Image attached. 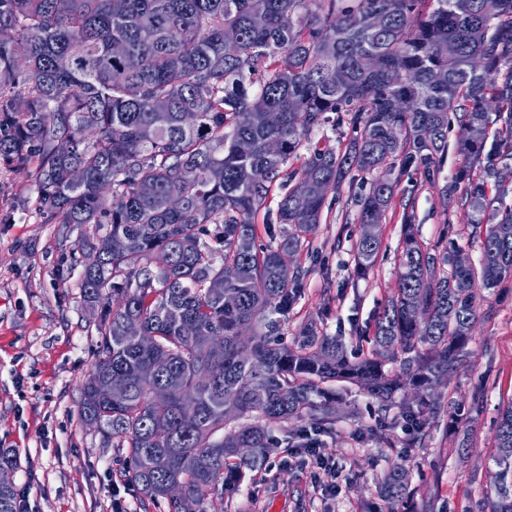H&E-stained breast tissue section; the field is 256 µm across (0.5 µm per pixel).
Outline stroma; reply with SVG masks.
Listing matches in <instances>:
<instances>
[{
	"instance_id": "35a3bbf8",
	"label": "stroma",
	"mask_w": 512,
	"mask_h": 512,
	"mask_svg": "<svg viewBox=\"0 0 512 512\" xmlns=\"http://www.w3.org/2000/svg\"><path fill=\"white\" fill-rule=\"evenodd\" d=\"M397 180L378 227L383 247L365 278L355 274L353 245L360 232L354 196L366 179L355 176L328 192L310 247L290 262L306 275L281 318L287 339L309 322L346 341L371 332L398 283L403 225H415L425 248L452 241L479 261L468 215L417 171ZM83 233L40 211L31 183L0 161V448L18 455V512H112L113 484L123 471L119 454L79 414L98 342L97 314L80 294ZM484 296L468 364L435 389L443 411L411 422L402 395L384 403L336 384L344 406L319 436L336 465V492L302 458L286 459L279 449L261 474L247 470L225 485L224 512H373L383 474L397 465L407 470L411 491L399 512H487L495 423L512 400V277Z\"/></svg>"
}]
</instances>
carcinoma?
Wrapping results in <instances>:
<instances>
[{
    "label": "carcinoma",
    "mask_w": 512,
    "mask_h": 512,
    "mask_svg": "<svg viewBox=\"0 0 512 512\" xmlns=\"http://www.w3.org/2000/svg\"><path fill=\"white\" fill-rule=\"evenodd\" d=\"M227 28L236 41H224ZM116 40L134 64L112 55ZM332 113L353 127L345 147L284 172ZM453 121L463 165L439 192L481 211L490 202L472 166L495 177L512 156V0H0V157L33 177L57 223L95 226L80 241L99 259L80 281L99 311L80 415L130 459L123 476L145 501L224 512L225 480L261 469L269 424L336 421L332 383L383 402L411 389L417 408L405 417L439 413L429 391L468 361L475 281L491 289L512 275V206L479 232L477 266L423 248L403 226L397 288L372 336L355 337L369 340L366 353L312 327L284 344L276 316L302 281L281 257L309 245L329 189L370 176L358 222L380 221L394 169L436 182ZM76 167L80 183L68 178ZM278 180L287 229L261 245L256 219ZM381 248L358 238L357 276ZM130 319L149 346L127 333ZM107 381L124 395L103 398ZM495 440L489 512H512V401ZM174 482L184 499L168 497ZM383 485L389 500L406 495L405 470ZM0 512H17L11 485L0 486Z\"/></svg>",
    "instance_id": "1"
}]
</instances>
